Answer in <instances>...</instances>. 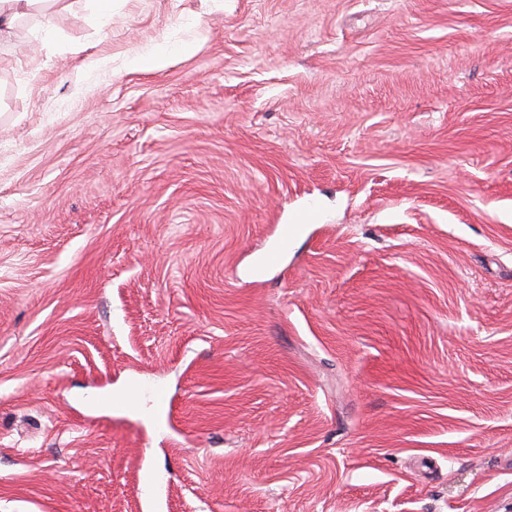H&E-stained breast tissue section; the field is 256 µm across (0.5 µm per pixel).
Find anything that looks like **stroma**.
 Here are the masks:
<instances>
[{
    "mask_svg": "<svg viewBox=\"0 0 512 512\" xmlns=\"http://www.w3.org/2000/svg\"><path fill=\"white\" fill-rule=\"evenodd\" d=\"M0 512H512V0L0 40Z\"/></svg>",
    "mask_w": 512,
    "mask_h": 512,
    "instance_id": "1",
    "label": "stroma"
}]
</instances>
